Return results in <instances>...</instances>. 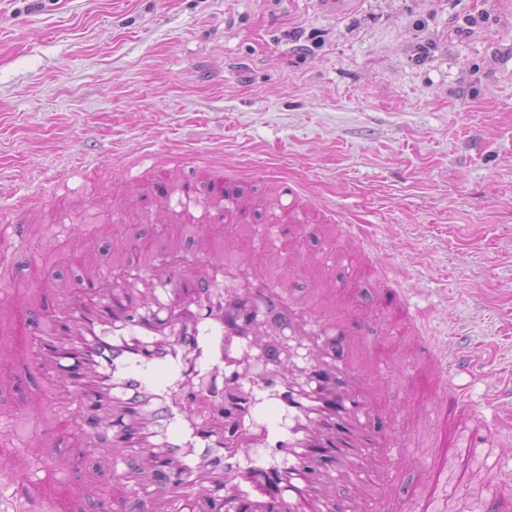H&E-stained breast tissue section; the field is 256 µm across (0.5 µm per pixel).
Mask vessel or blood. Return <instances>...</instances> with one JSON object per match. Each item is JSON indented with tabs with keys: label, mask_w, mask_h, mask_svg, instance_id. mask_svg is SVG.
<instances>
[{
	"label": "vessel or blood",
	"mask_w": 512,
	"mask_h": 512,
	"mask_svg": "<svg viewBox=\"0 0 512 512\" xmlns=\"http://www.w3.org/2000/svg\"><path fill=\"white\" fill-rule=\"evenodd\" d=\"M181 196L239 212L225 179L185 181ZM278 223L261 227L263 246L302 223L304 189L283 184ZM26 241L23 224L0 226V260ZM139 265L87 271L53 287L38 266L30 293L53 289L49 311L0 289L13 326L0 338V371L35 386L38 408H0V512H73L79 487L56 454L17 463L28 442L51 435L93 455L92 480L110 493L98 512H512V466L502 457L512 423L474 412L462 375L480 373L481 356L447 350L406 288L375 271L376 303L389 314L390 343L360 334L367 362L340 359L350 330L335 313L297 298L248 257L218 258L204 246H146ZM278 319L293 348L266 338ZM410 409L433 419L428 478L408 494L392 476L407 458L382 420L370 372L396 369ZM495 474L492 500L457 498L474 466Z\"/></svg>",
	"instance_id": "obj_1"
}]
</instances>
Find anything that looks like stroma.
I'll return each mask as SVG.
<instances>
[{
    "label": "stroma",
    "instance_id": "1",
    "mask_svg": "<svg viewBox=\"0 0 512 512\" xmlns=\"http://www.w3.org/2000/svg\"><path fill=\"white\" fill-rule=\"evenodd\" d=\"M222 175L273 218L275 183L334 204L338 223L288 234L299 254L365 225L394 279L430 307V330L489 358L473 395L512 375V9L500 0H0V225L22 215L24 251L59 282L81 226L95 261L136 259L147 239L199 240L153 189ZM73 233H60L61 221ZM357 287L373 337L387 322L358 262L317 259L288 286ZM419 449L425 422L390 415Z\"/></svg>",
    "mask_w": 512,
    "mask_h": 512
}]
</instances>
